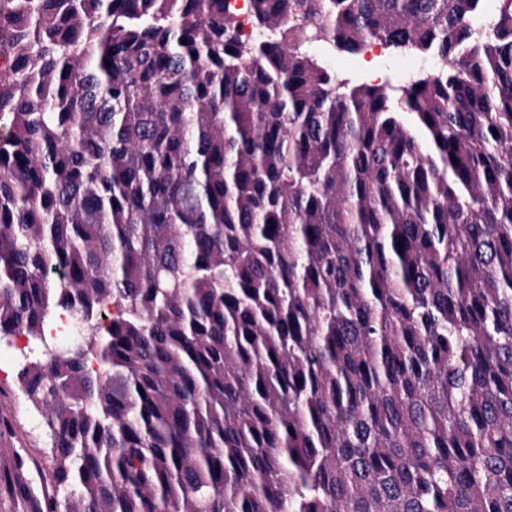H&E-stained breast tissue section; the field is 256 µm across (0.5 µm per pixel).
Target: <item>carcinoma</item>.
<instances>
[{
	"label": "carcinoma",
	"instance_id": "cac0c4a2",
	"mask_svg": "<svg viewBox=\"0 0 512 512\" xmlns=\"http://www.w3.org/2000/svg\"><path fill=\"white\" fill-rule=\"evenodd\" d=\"M249 7L0 0L50 512H512V0ZM374 41L432 63L311 53ZM316 53L328 62L336 75L349 78L356 83L373 82L376 78L378 83L386 79L393 83H404L427 64L424 58L395 53L385 48L372 54H369L368 50L350 54L322 43L316 47ZM366 62H371V68L367 67ZM373 72L376 75H373Z\"/></svg>",
	"mask_w": 512,
	"mask_h": 512
}]
</instances>
